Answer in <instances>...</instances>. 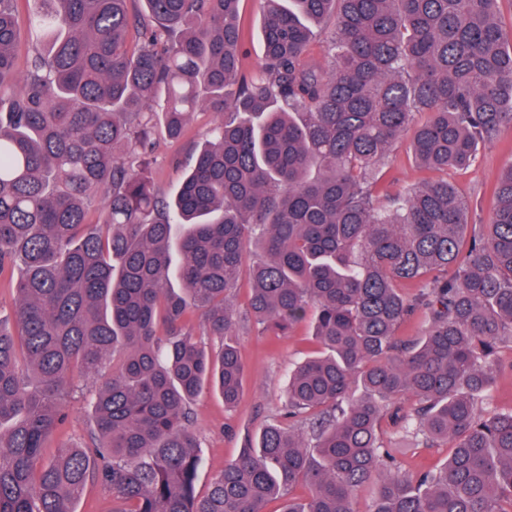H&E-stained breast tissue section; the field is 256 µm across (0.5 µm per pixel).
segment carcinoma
Here are the masks:
<instances>
[{
    "instance_id": "obj_1",
    "label": "carcinoma",
    "mask_w": 512,
    "mask_h": 512,
    "mask_svg": "<svg viewBox=\"0 0 512 512\" xmlns=\"http://www.w3.org/2000/svg\"><path fill=\"white\" fill-rule=\"evenodd\" d=\"M14 2L0 0V275L22 273L16 330L0 323V512H74L90 483L112 512H354L368 484L371 512H512V408L488 403L512 350V166L487 224L444 179L379 185L403 136L446 171L512 127L499 0H260L249 76L240 0H38L31 25L52 40L22 75ZM326 23L328 64L310 49ZM201 109L219 119L168 200L148 156ZM309 315L319 350L289 371L285 411L199 494L191 403L237 406L244 321L278 336ZM416 315L421 335H398ZM77 392L89 442L46 459ZM442 444L438 470L401 473L402 448Z\"/></svg>"
}]
</instances>
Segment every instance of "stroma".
Returning a JSON list of instances; mask_svg holds the SVG:
<instances>
[{
	"instance_id": "35a3bbf8",
	"label": "stroma",
	"mask_w": 512,
	"mask_h": 512,
	"mask_svg": "<svg viewBox=\"0 0 512 512\" xmlns=\"http://www.w3.org/2000/svg\"><path fill=\"white\" fill-rule=\"evenodd\" d=\"M240 24L243 33L245 70H254L263 55L261 8L259 0H241ZM215 113L202 109L195 112L185 136L177 141L157 138L151 177L163 195L173 194L195 155L216 122ZM512 166V129L504 131L494 142L481 147L475 166L449 171L447 177L469 205L470 220L488 223L493 210L489 189L501 173ZM440 174L420 167L414 160L408 138L392 147L389 162L381 172L380 183L390 189L418 186L439 179ZM241 357L246 366L243 393L237 407L227 410L219 395L206 393L192 403L193 429L201 440L204 465L199 473L197 490L206 493L212 475L225 463L236 458L246 432H258L270 419L280 414L285 404L284 383L289 370L315 348L312 323L303 320L285 336H272L250 326L239 337ZM69 419L46 443L45 457H52L58 445L75 443L86 437L90 407L84 398L67 401Z\"/></svg>"
}]
</instances>
